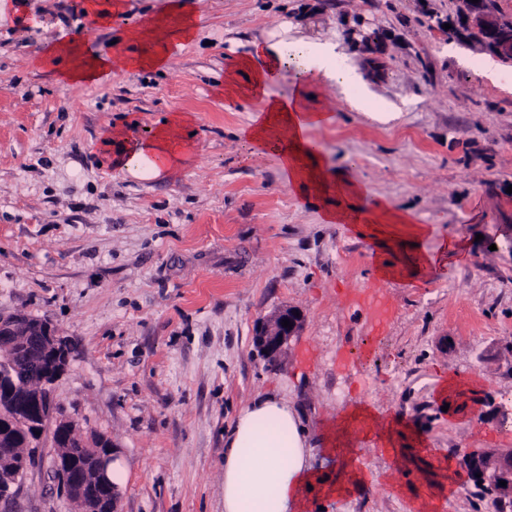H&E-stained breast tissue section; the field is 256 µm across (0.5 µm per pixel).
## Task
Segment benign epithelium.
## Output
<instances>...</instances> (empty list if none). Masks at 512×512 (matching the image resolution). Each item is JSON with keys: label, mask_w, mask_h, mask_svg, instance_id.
<instances>
[{"label": "benign epithelium", "mask_w": 512, "mask_h": 512, "mask_svg": "<svg viewBox=\"0 0 512 512\" xmlns=\"http://www.w3.org/2000/svg\"><path fill=\"white\" fill-rule=\"evenodd\" d=\"M463 17L469 30L468 41L482 53L512 65V16L504 15L488 0H462ZM288 320L291 327L282 326ZM303 326V316L295 307L280 308L261 318L255 325L253 345L270 364H276L292 337ZM22 332L25 355H15L0 365V429H23L30 441V453L47 445L57 448L67 437H73L76 423L59 413L54 385L69 365L70 341L60 335L53 324L25 313H0V336L10 338ZM119 447L111 442L105 448L90 449L88 466L79 469L69 463V456L52 454L51 472L79 512H117L118 487L112 481V464ZM461 463L468 479L492 483L498 498L512 493V454L504 456L490 450H474L462 456ZM29 458L21 467L0 474V501L12 499L20 484ZM481 477H476V474ZM507 485L502 487L499 481Z\"/></svg>", "instance_id": "obj_1"}]
</instances>
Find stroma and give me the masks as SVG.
<instances>
[{"mask_svg": "<svg viewBox=\"0 0 512 512\" xmlns=\"http://www.w3.org/2000/svg\"><path fill=\"white\" fill-rule=\"evenodd\" d=\"M191 42L162 69L117 68L98 84L37 66L67 30L107 54L170 0H126L93 28L85 0H7L0 12V312L49 319L73 352L55 385L61 412L114 439L122 512H224V440L257 397L286 400L323 479L308 512H512L449 468L512 448V67L479 71L457 0H193ZM336 42L370 106L312 88L330 123L313 139L331 169L428 225L426 247L460 237L470 258L416 284L376 277L371 244L322 221V202L285 184L276 158L239 136L260 109L215 89L270 33ZM194 117L189 162L138 180L103 160L111 125L146 130ZM299 308L304 326L277 366L252 343L257 320ZM463 380L444 412L443 380ZM368 403L426 438L397 452L322 435ZM50 453L10 512H75ZM364 486L330 495L347 465Z\"/></svg>", "mask_w": 512, "mask_h": 512, "instance_id": "obj_1", "label": "stroma"}]
</instances>
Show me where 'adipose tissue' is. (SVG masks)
Wrapping results in <instances>:
<instances>
[{
  "mask_svg": "<svg viewBox=\"0 0 512 512\" xmlns=\"http://www.w3.org/2000/svg\"><path fill=\"white\" fill-rule=\"evenodd\" d=\"M196 26L191 0H172L167 12L154 23L155 29L170 30L171 44L176 48L193 39ZM63 57L70 60L64 79L82 84L103 82L118 66L129 70L163 68L170 54L164 51L138 57L118 51L88 57L82 53L78 38L63 34L45 45L38 61L49 65ZM289 68L296 73L291 93L271 96L270 87ZM243 72L249 75L244 84L238 80ZM317 83L336 85L356 109H366L362 75L342 65L335 45L329 42L293 48L282 41L255 46L226 73L223 94L232 99L246 88L262 101V108L240 134L276 156L288 186L317 198L336 195L347 199V207L325 209L326 223L351 225L359 236L375 244L404 246L396 261L374 259L377 276L415 280L446 266L450 259L464 258L468 246L458 238L444 240L434 250L423 249L430 229L415 223L409 211L381 201L371 209L359 206L365 186L331 172L310 135L312 129L330 121L328 113L309 105V89ZM192 125L190 113L173 112L145 135L136 134L128 122L112 126L102 138L105 159L136 178L169 174L189 160ZM373 418L366 406L353 407L341 415L327 432L328 453L344 454L351 431ZM306 454V430L285 400L267 396L243 409L225 442L224 512H307L309 488L321 478Z\"/></svg>",
  "mask_w": 512,
  "mask_h": 512,
  "instance_id": "ef3b65f1",
  "label": "adipose tissue"
}]
</instances>
